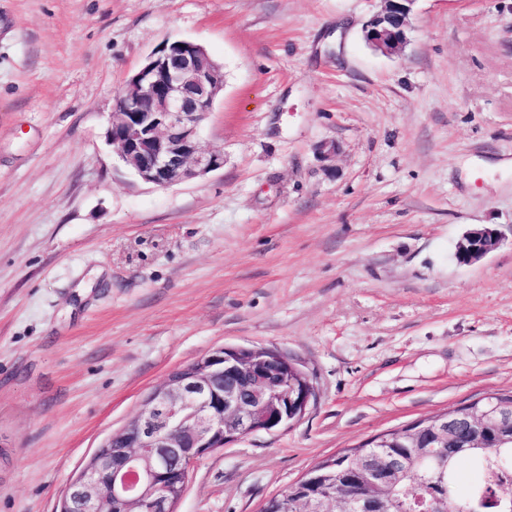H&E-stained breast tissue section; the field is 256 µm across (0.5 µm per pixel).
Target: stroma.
Returning a JSON list of instances; mask_svg holds the SVG:
<instances>
[{"label": "stroma", "mask_w": 512, "mask_h": 512, "mask_svg": "<svg viewBox=\"0 0 512 512\" xmlns=\"http://www.w3.org/2000/svg\"><path fill=\"white\" fill-rule=\"evenodd\" d=\"M0 0V512L62 492L145 395L222 347L315 387L192 466L175 512H261L319 461L512 391V0ZM224 90L202 178L142 182L105 137L163 43ZM336 152L323 157L321 144ZM500 247L471 265V229ZM382 10L366 22L365 41L375 50L392 55L407 42L408 18L415 0H382ZM502 240L503 235L496 228L482 226L471 229L457 245L455 259L460 264L479 262L497 250Z\"/></svg>", "instance_id": "obj_1"}]
</instances>
